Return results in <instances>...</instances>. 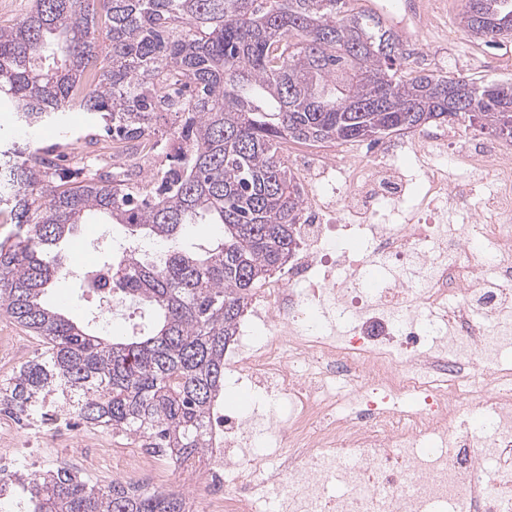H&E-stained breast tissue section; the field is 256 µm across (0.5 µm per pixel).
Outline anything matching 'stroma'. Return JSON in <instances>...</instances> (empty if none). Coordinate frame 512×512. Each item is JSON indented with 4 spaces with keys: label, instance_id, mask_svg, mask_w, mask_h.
<instances>
[{
    "label": "stroma",
    "instance_id": "stroma-1",
    "mask_svg": "<svg viewBox=\"0 0 512 512\" xmlns=\"http://www.w3.org/2000/svg\"><path fill=\"white\" fill-rule=\"evenodd\" d=\"M378 14L390 21L407 20L410 33L424 32L433 46L427 54L415 55L414 67L428 73H447L467 76L476 81L512 83V39L488 46L470 37L458 25L462 0H373ZM70 148L60 151V171L72 172L81 160H88L94 168L109 171L116 164L115 150L110 138L97 143L84 141L87 115L77 109L66 114ZM126 238V230L119 224L90 221L78 225L62 251V274L54 288L49 289L45 301L75 320L93 321L97 332L107 336H123L126 326L94 321L93 315L101 303L100 297L86 291L76 277V268L85 264H99L112 258L113 247ZM38 348V341L29 336L9 318L0 315V375L30 359ZM112 445L110 434L84 426L72 428L67 441L57 443V450L75 455L82 463V475L93 484L109 483L119 461L99 456L98 451Z\"/></svg>",
    "mask_w": 512,
    "mask_h": 512
}]
</instances>
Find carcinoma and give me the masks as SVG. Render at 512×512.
<instances>
[{"label":"carcinoma","mask_w":512,"mask_h":512,"mask_svg":"<svg viewBox=\"0 0 512 512\" xmlns=\"http://www.w3.org/2000/svg\"><path fill=\"white\" fill-rule=\"evenodd\" d=\"M460 25L491 45L512 37V0H463ZM22 127H60L79 108L125 143L182 123L174 163L137 172L59 176L53 151L17 147L0 210L18 224L0 241V312L40 342L0 377V411L28 420L59 397L68 419L161 448L180 466L211 447L224 351L248 300L288 264L302 190L288 142H377L430 122L512 143V83L480 85L411 66L400 39L358 0H33L0 27V100ZM130 238L170 244L164 260L123 258L121 292L149 322L110 341L43 302L58 256L90 216ZM195 224L223 236L184 245ZM27 512H188L175 490L91 484L67 467L0 472V503Z\"/></svg>","instance_id":"carcinoma-1"}]
</instances>
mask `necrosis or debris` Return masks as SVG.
Masks as SVG:
<instances>
[{
	"instance_id": "4bbe7bcc",
	"label": "necrosis or debris",
	"mask_w": 512,
	"mask_h": 512,
	"mask_svg": "<svg viewBox=\"0 0 512 512\" xmlns=\"http://www.w3.org/2000/svg\"><path fill=\"white\" fill-rule=\"evenodd\" d=\"M290 164L297 247L224 360L252 402L213 418L191 512H512V153L442 126ZM168 473L139 448L113 481ZM452 150H448V155L440 158L438 160L439 164L447 165L450 168H453V172L461 178H465L471 180L473 188L477 194L487 195L492 189V180L489 175L486 173H482L479 175L471 174L466 169L462 168L460 165H457L454 161V155Z\"/></svg>"
}]
</instances>
